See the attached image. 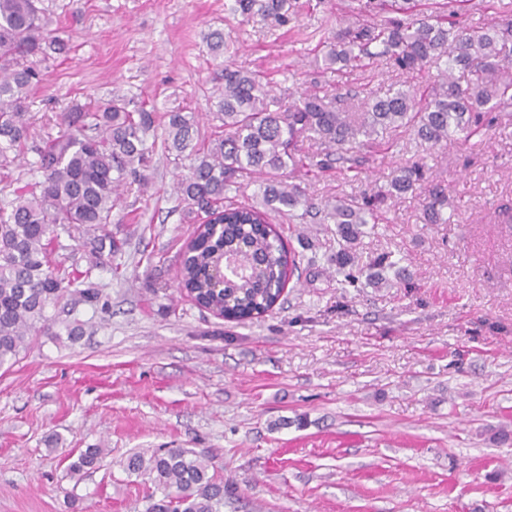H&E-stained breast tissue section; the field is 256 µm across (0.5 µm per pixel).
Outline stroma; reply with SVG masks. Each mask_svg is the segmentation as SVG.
I'll return each instance as SVG.
<instances>
[{
  "mask_svg": "<svg viewBox=\"0 0 512 512\" xmlns=\"http://www.w3.org/2000/svg\"><path fill=\"white\" fill-rule=\"evenodd\" d=\"M225 0H45L67 53L30 95V120L56 133L62 112L118 93L134 106L209 112L223 30L236 64L270 73L282 105L303 92L385 95L405 76L377 62L329 81L316 50L352 0H329L288 31L242 23ZM448 196L427 221L413 190L386 199L360 237L359 264L400 259L409 287L342 291L323 224L271 216L303 256L276 308L225 320L177 287L194 227L173 193L188 166L155 148L150 187L125 186L105 232L122 243L89 305L65 297L49 324L0 368V512H144L148 489L123 468L135 451L191 448L236 494L224 512H512V108L484 138L430 147L397 135L358 180L289 170L320 201L386 189L413 161ZM93 327L71 340L65 326ZM106 449L75 473L72 451Z\"/></svg>",
  "mask_w": 512,
  "mask_h": 512,
  "instance_id": "35a3bbf8",
  "label": "stroma"
}]
</instances>
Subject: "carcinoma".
<instances>
[{
    "instance_id": "carcinoma-1",
    "label": "carcinoma",
    "mask_w": 512,
    "mask_h": 512,
    "mask_svg": "<svg viewBox=\"0 0 512 512\" xmlns=\"http://www.w3.org/2000/svg\"><path fill=\"white\" fill-rule=\"evenodd\" d=\"M37 0H0V170L29 150L35 138L29 114L30 92L38 82L40 65L49 53L65 49L50 29L51 19ZM360 17L384 13L388 0H355ZM300 0H228L225 11L248 20L261 16L273 28H283L301 15ZM329 71L335 64L358 67L381 59L394 68L418 75L441 62V83L428 94L402 86L384 97L367 88L360 112H349L336 99L316 93L303 95L288 108L272 95L263 72L224 62L216 111L219 122L213 137L198 139L192 112L159 113L143 107L129 109L117 97L91 109L75 107L61 116L56 135H47L35 148L34 178L0 208V367L26 349L32 335L48 322V306L64 295L89 303L98 300L92 274L112 257L114 243L97 236L86 269L77 277L60 274L52 258V244L60 229L75 234L99 230L112 223L120 202V188L133 182L145 189L149 153L162 139L171 161L190 160V171L177 180L176 196L184 218L198 225L195 237L180 255V288L202 308L224 312L226 319L262 316L274 309L300 269L280 233L269 224L273 213L294 215L315 224L336 225L342 247L336 253V276L342 288H356L361 278L389 287L408 284L403 267L377 258L368 269L354 257L364 227L376 220L386 196L405 193L422 180L423 166L415 161L390 181L385 191L343 196L336 203L319 204L305 190L286 180L288 164H296L298 139L314 135L325 150L306 158L309 173L332 164L360 172L366 161L353 149L371 148L377 136L411 128L433 147L448 141H467L488 132L493 113L512 107V23H494L476 30L463 14L452 10L444 18L415 20L393 17L382 23L354 22L329 33L319 42ZM459 68L466 85L453 76ZM258 184L253 201L237 204L226 192L244 184ZM431 222L440 221L448 205L445 192L431 190ZM224 257V287H216L211 271ZM393 270L395 280L383 272ZM104 449L85 448L69 465L74 472L91 470L102 461ZM151 483L146 512H224L230 486L210 472V460L189 448H158L150 454L134 452L124 465Z\"/></svg>"
}]
</instances>
